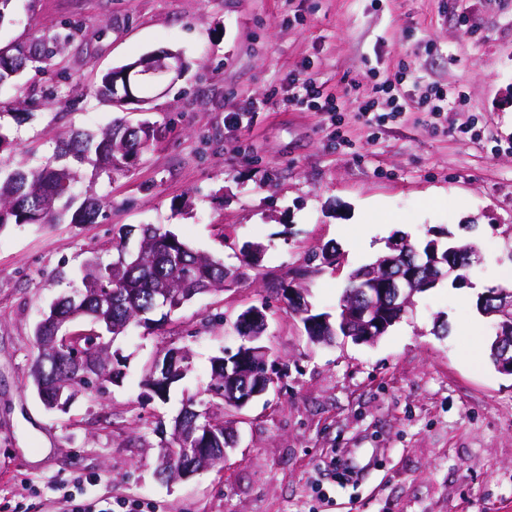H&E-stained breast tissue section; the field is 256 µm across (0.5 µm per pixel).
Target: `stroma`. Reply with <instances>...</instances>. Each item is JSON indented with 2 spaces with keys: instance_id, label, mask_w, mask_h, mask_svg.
<instances>
[{
  "instance_id": "35a3bbf8",
  "label": "stroma",
  "mask_w": 512,
  "mask_h": 512,
  "mask_svg": "<svg viewBox=\"0 0 512 512\" xmlns=\"http://www.w3.org/2000/svg\"><path fill=\"white\" fill-rule=\"evenodd\" d=\"M77 29L53 65L0 88V154L43 165L59 138L115 118L166 123L163 139L112 180L96 224H11L0 230V512H56L82 490L102 512L116 502L157 512H512V375L489 358L493 324L478 293L512 275V0H15L0 47ZM158 51L186 73L115 107L91 90L111 69ZM410 76L403 112L361 115L373 85ZM323 83L338 111L295 105L288 81ZM463 100L432 116L428 83ZM253 104L251 120L229 119ZM376 224L374 249L351 243ZM174 232L240 276L114 344L124 377L47 410L31 383L34 327L80 284L81 266L139 247V228ZM468 239L481 259L469 287L443 281L374 343L308 344L279 286L306 290L335 314L350 273L390 240ZM258 243L257 266L241 248ZM338 264H324V248ZM265 308L281 378L235 411V447L215 468L169 483L160 446L215 357L242 343L239 313ZM186 350L190 369L167 399L148 397L145 366Z\"/></svg>"
}]
</instances>
